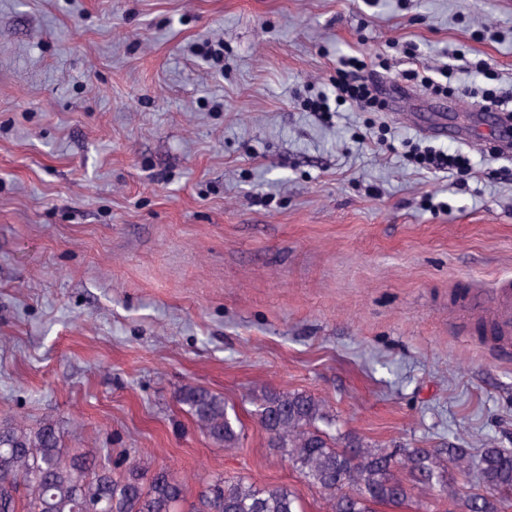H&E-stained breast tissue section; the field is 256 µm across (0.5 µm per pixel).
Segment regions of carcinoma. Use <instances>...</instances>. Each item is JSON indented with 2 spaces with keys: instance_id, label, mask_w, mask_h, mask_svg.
I'll return each mask as SVG.
<instances>
[{
  "instance_id": "carcinoma-1",
  "label": "carcinoma",
  "mask_w": 512,
  "mask_h": 512,
  "mask_svg": "<svg viewBox=\"0 0 512 512\" xmlns=\"http://www.w3.org/2000/svg\"><path fill=\"white\" fill-rule=\"evenodd\" d=\"M176 403L216 448H238L245 425L224 395L185 385ZM250 412L267 446L288 457L300 478L319 489L328 512H378L402 508L412 492H448V470L458 469L470 449L402 448L395 453L353 433H332L327 402L299 390L266 388ZM57 423L30 429L0 423V512H201L187 479L148 457L113 466L62 445ZM404 470L409 480L397 475ZM480 489L454 491L451 512H512V450L487 445L479 454ZM204 494L215 512H303L295 490L261 486L243 477L212 476Z\"/></svg>"
}]
</instances>
